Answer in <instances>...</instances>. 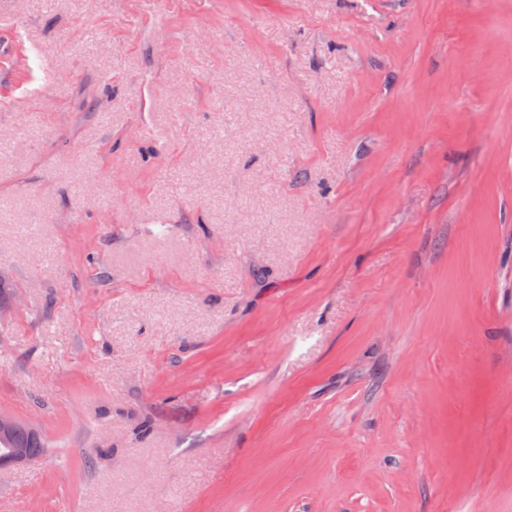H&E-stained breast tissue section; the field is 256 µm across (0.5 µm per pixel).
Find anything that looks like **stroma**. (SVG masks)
<instances>
[{
  "label": "stroma",
  "mask_w": 512,
  "mask_h": 512,
  "mask_svg": "<svg viewBox=\"0 0 512 512\" xmlns=\"http://www.w3.org/2000/svg\"><path fill=\"white\" fill-rule=\"evenodd\" d=\"M0 512H512V0H11ZM8 448L13 449L5 455ZM22 448H25L32 461L44 455L47 445L36 428L20 420L19 425L11 431L3 435L0 433V469L30 462Z\"/></svg>",
  "instance_id": "1"
}]
</instances>
